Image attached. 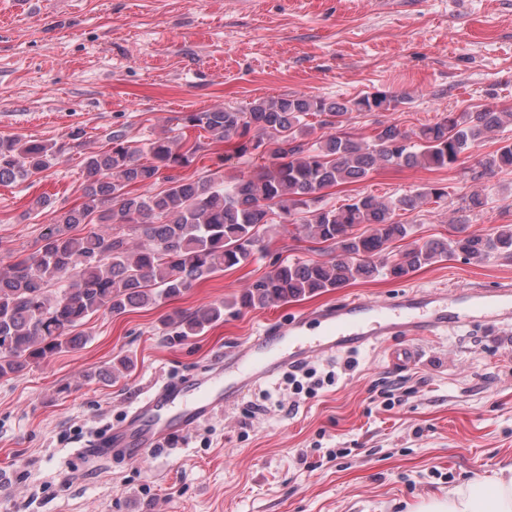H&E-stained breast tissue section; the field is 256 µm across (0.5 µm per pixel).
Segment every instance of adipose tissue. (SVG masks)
<instances>
[{
	"label": "adipose tissue",
	"instance_id": "adipose-tissue-1",
	"mask_svg": "<svg viewBox=\"0 0 512 512\" xmlns=\"http://www.w3.org/2000/svg\"><path fill=\"white\" fill-rule=\"evenodd\" d=\"M420 512H512V465L491 481H469L447 496L422 504Z\"/></svg>",
	"mask_w": 512,
	"mask_h": 512
}]
</instances>
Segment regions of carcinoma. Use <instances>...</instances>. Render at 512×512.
<instances>
[{"mask_svg":"<svg viewBox=\"0 0 512 512\" xmlns=\"http://www.w3.org/2000/svg\"><path fill=\"white\" fill-rule=\"evenodd\" d=\"M402 99L385 92L358 98L282 94L242 107L191 112L187 126L212 142H232L240 156L250 147L271 145L269 165L248 176L165 177L169 186L150 188L159 172L190 165L204 143H188L163 130L131 140L110 131L105 144L86 153L77 202L43 225L41 246L0 268V378L17 376L33 363L87 341L79 327L103 312L120 315L155 306L187 292L194 283L245 264L265 238L287 229L326 245L324 258L282 262L253 281L226 305L176 313L167 326L182 337L197 336L224 319V309L266 308L340 288L379 274L376 260L389 244L409 236L411 227L395 220L430 200L448 197L428 185L395 197L355 196L339 207L322 203L323 191L358 183L384 168L442 169L458 166L467 154L512 125V108L484 106L450 112L415 135L393 123L370 139L342 128L350 112H390ZM335 132L316 135L310 117ZM63 146L25 137H0V185L10 186L53 167ZM512 171V143L482 156L472 180ZM485 205L484 193L461 197L460 209ZM93 228L81 232L79 227ZM455 238L429 239L392 255L389 274L403 278L425 265L460 252L482 263L512 257V224L487 236L453 225ZM119 359L89 375L110 382L128 370Z\"/></svg>","mask_w":512,"mask_h":512,"instance_id":"carcinoma-1","label":"carcinoma"}]
</instances>
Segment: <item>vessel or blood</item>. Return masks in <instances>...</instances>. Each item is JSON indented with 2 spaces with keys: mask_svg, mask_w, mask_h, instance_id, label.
<instances>
[{
  "mask_svg": "<svg viewBox=\"0 0 512 512\" xmlns=\"http://www.w3.org/2000/svg\"><path fill=\"white\" fill-rule=\"evenodd\" d=\"M512 322V288L472 291L465 296L404 290L381 302L353 298L315 313L294 316L264 330L225 361L223 371L191 388L166 384L150 392L114 433L115 445L141 456L160 441L189 434L201 420L235 403L244 390L316 357L367 348L393 337L435 336L462 324Z\"/></svg>",
  "mask_w": 512,
  "mask_h": 512,
  "instance_id": "vessel-or-blood-1",
  "label": "vessel or blood"
}]
</instances>
